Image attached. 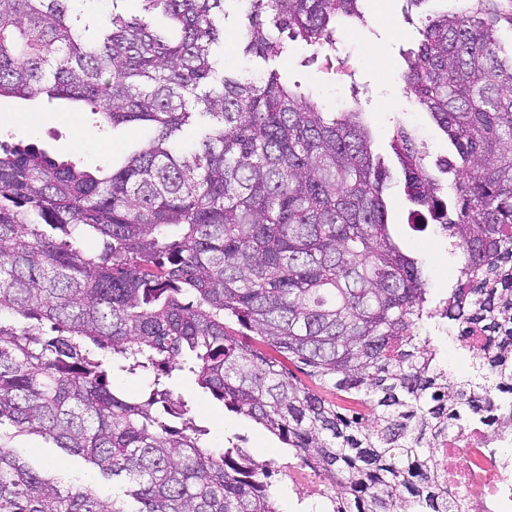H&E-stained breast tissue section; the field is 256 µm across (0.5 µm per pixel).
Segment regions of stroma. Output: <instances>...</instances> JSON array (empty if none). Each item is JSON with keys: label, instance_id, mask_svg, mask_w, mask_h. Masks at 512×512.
Returning a JSON list of instances; mask_svg holds the SVG:
<instances>
[{"label": "stroma", "instance_id": "35a3bbf8", "mask_svg": "<svg viewBox=\"0 0 512 512\" xmlns=\"http://www.w3.org/2000/svg\"><path fill=\"white\" fill-rule=\"evenodd\" d=\"M406 0H368L367 27L336 36V54L354 68L361 88L366 119L374 136V147L388 154L393 122H401L415 131L428 148L430 159L446 156L448 142L433 126L425 113L415 111L403 91L400 73L402 54L414 45L416 31L405 22L402 9ZM311 51L304 43H289L288 55L276 60L289 80L319 97L328 111H340L349 101V90L340 76L327 73L319 66L306 65ZM151 129L121 126L98 130L85 104L66 99L47 101L42 98L0 99V141L34 143L51 153L69 157L88 170L115 165L137 145L147 141ZM388 206L394 235L405 249L423 257L429 286L435 294L447 292L454 270L461 260L448 240H431L429 233L416 232L406 222L407 203L400 191L389 192ZM179 392L191 402L197 418L209 430L212 448L224 446L227 436L237 434L250 448L255 459L274 461V483L278 489L280 512H325L327 501L319 492L320 479L310 469L301 467L282 444L254 422L225 412L191 382H183ZM14 445L18 455L33 468L45 464L59 467L65 484L85 487L89 466L52 443L21 436Z\"/></svg>", "mask_w": 512, "mask_h": 512}]
</instances>
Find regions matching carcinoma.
<instances>
[{"label": "carcinoma", "instance_id": "obj_1", "mask_svg": "<svg viewBox=\"0 0 512 512\" xmlns=\"http://www.w3.org/2000/svg\"><path fill=\"white\" fill-rule=\"evenodd\" d=\"M66 2L0 0V98L81 101L100 127L153 137L93 172L0 144V426L81 457L113 491L64 485L0 434V512H279L271 464L236 435L213 451L181 379L275 436L332 512H461L438 443L481 417L512 430V0L420 21L401 78L450 157L430 163L398 122L392 166L357 93L328 112L275 68H217L230 0H140L94 38ZM235 2L239 53L265 61L287 37L342 69L336 29L367 23V0ZM398 185L411 227L464 256L441 300L392 233ZM437 319L466 342L469 378L422 335ZM115 375L145 377L142 395Z\"/></svg>", "mask_w": 512, "mask_h": 512}]
</instances>
